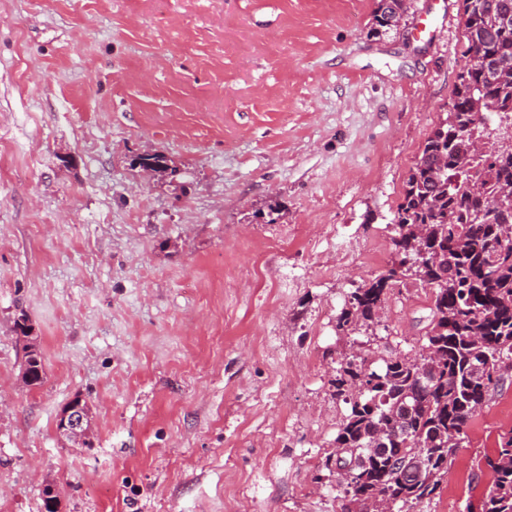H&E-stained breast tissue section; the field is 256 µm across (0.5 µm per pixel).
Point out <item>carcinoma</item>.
<instances>
[{"label": "carcinoma", "instance_id": "cac0c4a2", "mask_svg": "<svg viewBox=\"0 0 512 512\" xmlns=\"http://www.w3.org/2000/svg\"><path fill=\"white\" fill-rule=\"evenodd\" d=\"M460 2L462 54L474 58V68L458 73L446 117L409 170L392 219L397 263L355 289L337 318L341 329L374 321L390 288L407 275L432 288L419 358L386 359L378 370L349 358L337 370L336 395L354 393L336 433L340 453L324 467L346 473L339 485L345 512H383L388 501L405 506L434 494L469 422L512 369V210L482 213L484 199L512 196V0ZM409 8L410 0L377 4L368 34L398 30ZM487 112L500 118L496 135L487 129ZM473 142L484 151H470ZM141 165L176 173L162 154ZM412 224L422 237L404 233ZM408 258L418 265L405 266ZM24 373L35 387L44 382L33 344ZM396 415L408 435L395 431ZM485 464L492 480L479 512H512V430Z\"/></svg>", "mask_w": 512, "mask_h": 512}]
</instances>
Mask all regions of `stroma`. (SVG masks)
I'll return each mask as SVG.
<instances>
[{
  "label": "stroma",
  "mask_w": 512,
  "mask_h": 512,
  "mask_svg": "<svg viewBox=\"0 0 512 512\" xmlns=\"http://www.w3.org/2000/svg\"><path fill=\"white\" fill-rule=\"evenodd\" d=\"M376 6L0 0V512H44L48 484L58 512H343L336 371L417 357L432 290L336 320L395 259L464 41L459 0L372 38ZM78 397L87 448L56 428ZM509 401L512 373L409 512L478 505ZM31 377V385L41 386L45 378V366L41 351L33 344L26 346L24 374Z\"/></svg>",
  "instance_id": "obj_1"
}]
</instances>
